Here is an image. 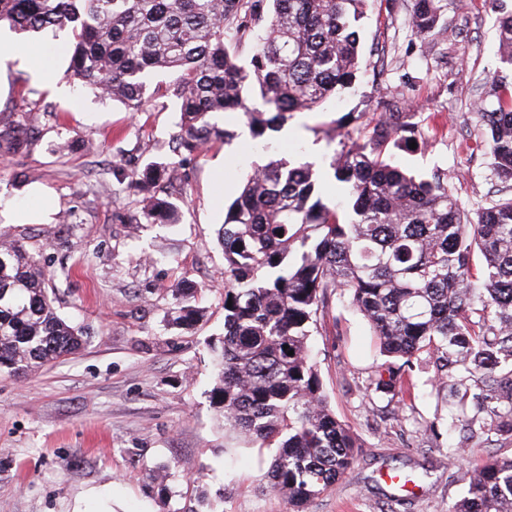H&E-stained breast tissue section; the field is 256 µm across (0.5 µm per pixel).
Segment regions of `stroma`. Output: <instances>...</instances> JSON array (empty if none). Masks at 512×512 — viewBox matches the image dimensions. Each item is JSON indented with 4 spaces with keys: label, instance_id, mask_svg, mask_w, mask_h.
<instances>
[{
    "label": "stroma",
    "instance_id": "obj_1",
    "mask_svg": "<svg viewBox=\"0 0 512 512\" xmlns=\"http://www.w3.org/2000/svg\"><path fill=\"white\" fill-rule=\"evenodd\" d=\"M439 22L416 38L412 0H368L361 62L353 86L275 132L280 156L321 171L347 138L403 112L417 146L396 161L438 172L465 215L500 198L482 145L477 112L494 76L497 14L488 0H437ZM69 31L0 30V231L42 252L55 305L81 325L85 348L25 376L0 373V512H291L265 479L276 448L225 437L210 399L208 344L224 333V251L218 229L250 172V131L229 114L237 136L186 157L176 182L158 196L180 210L176 224H140L146 192L115 168L169 159L179 114L153 94L133 114L83 89L59 46ZM48 46L54 80L27 67ZM198 289L201 318L170 322L174 291ZM311 347L336 417L361 443L351 470L304 512H451L469 465L512 455V439L469 440L463 462L425 424L441 413L427 397L433 372L417 365L413 405L375 391L380 355L348 300L333 301L312 327ZM422 474L405 504L384 481L389 471Z\"/></svg>",
    "mask_w": 512,
    "mask_h": 512
}]
</instances>
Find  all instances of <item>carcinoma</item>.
Returning <instances> with one entry per match:
<instances>
[{"instance_id": "1", "label": "carcinoma", "mask_w": 512, "mask_h": 512, "mask_svg": "<svg viewBox=\"0 0 512 512\" xmlns=\"http://www.w3.org/2000/svg\"><path fill=\"white\" fill-rule=\"evenodd\" d=\"M366 0H0V25L72 32L70 72L81 87L140 112L149 75L163 72L177 101L176 156L199 155L236 137L227 113L245 119L261 149L266 132L314 110L356 78L358 22ZM436 0H414L417 38L436 27ZM498 54L512 66V9L498 10ZM250 44V61L235 48ZM482 113L491 169L512 184V81L492 83ZM401 112L379 119L332 162L348 207L326 204L310 163L268 157L253 165L227 207L224 334L212 346L211 399L224 433L275 441L269 487L296 512L351 469L357 439L328 408L310 354L311 326L333 297L347 296L386 360L376 389L404 405L412 371L427 355L429 397L446 411L453 458L476 435L512 436V196L463 219L445 176L396 164L388 146L409 149ZM182 161L130 170L147 191L178 179ZM178 206L151 195L143 224H173ZM42 257L0 233V369L24 374L76 353L82 331L64 318ZM196 307L177 299L173 322ZM294 355H287V351ZM452 512H512V456L467 473Z\"/></svg>"}]
</instances>
